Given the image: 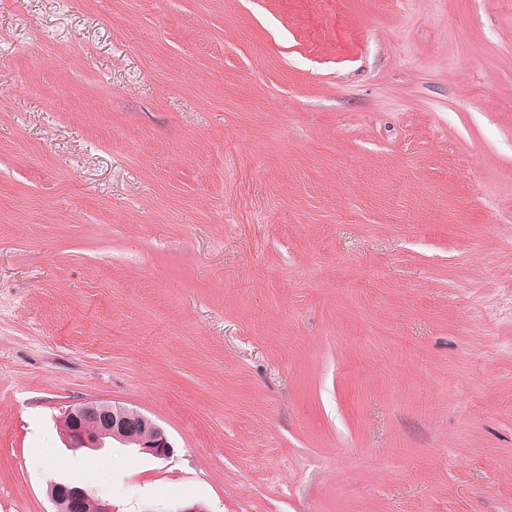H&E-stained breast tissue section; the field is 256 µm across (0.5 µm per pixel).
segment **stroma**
<instances>
[{
    "instance_id": "1",
    "label": "stroma",
    "mask_w": 512,
    "mask_h": 512,
    "mask_svg": "<svg viewBox=\"0 0 512 512\" xmlns=\"http://www.w3.org/2000/svg\"><path fill=\"white\" fill-rule=\"evenodd\" d=\"M52 482L512 512V0H0V512ZM65 416L70 420L66 434L69 448H103L108 441L138 448L157 459L174 455V446L165 429L142 412L119 404L86 401L71 407Z\"/></svg>"
}]
</instances>
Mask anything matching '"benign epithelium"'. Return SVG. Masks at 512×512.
<instances>
[{
    "instance_id": "7a95c632",
    "label": "benign epithelium",
    "mask_w": 512,
    "mask_h": 512,
    "mask_svg": "<svg viewBox=\"0 0 512 512\" xmlns=\"http://www.w3.org/2000/svg\"><path fill=\"white\" fill-rule=\"evenodd\" d=\"M65 416L70 420L66 434L69 448H102L109 442L136 448L157 459L174 455V446L165 429L142 412L119 404L86 401L71 407ZM48 496L55 512H77L79 506L91 499L90 490L53 482Z\"/></svg>"
}]
</instances>
